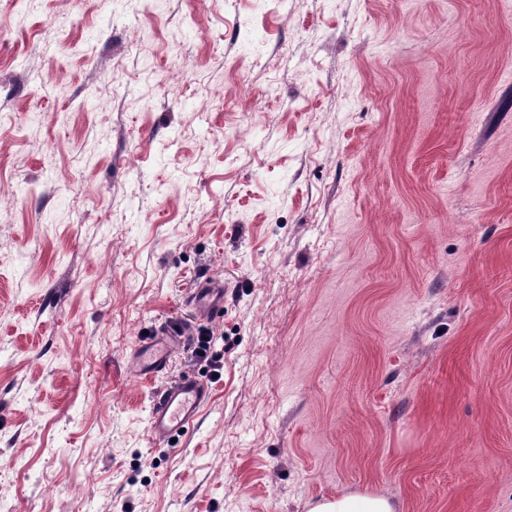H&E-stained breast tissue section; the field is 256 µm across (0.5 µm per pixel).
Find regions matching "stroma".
Masks as SVG:
<instances>
[{"label": "stroma", "instance_id": "stroma-1", "mask_svg": "<svg viewBox=\"0 0 512 512\" xmlns=\"http://www.w3.org/2000/svg\"><path fill=\"white\" fill-rule=\"evenodd\" d=\"M355 491L512 512V0H0V504ZM224 290L222 285L202 281L191 296V302L201 315L208 317L218 308L223 306ZM209 395V386L196 377L183 378L158 392L150 414L152 443L168 444L183 433L198 417Z\"/></svg>", "mask_w": 512, "mask_h": 512}]
</instances>
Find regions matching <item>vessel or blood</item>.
<instances>
[{
  "mask_svg": "<svg viewBox=\"0 0 512 512\" xmlns=\"http://www.w3.org/2000/svg\"><path fill=\"white\" fill-rule=\"evenodd\" d=\"M222 285L203 281L194 289L191 301L201 315L207 316L223 305ZM208 385L187 377L158 392L150 414L151 440L164 445L179 436L198 417L209 399Z\"/></svg>",
  "mask_w": 512,
  "mask_h": 512,
  "instance_id": "1",
  "label": "vessel or blood"
}]
</instances>
